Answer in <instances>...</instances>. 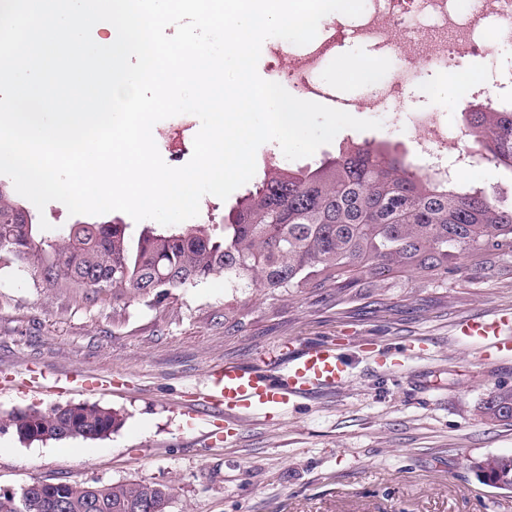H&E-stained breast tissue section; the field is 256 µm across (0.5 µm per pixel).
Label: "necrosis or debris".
<instances>
[{"label":"necrosis or debris","mask_w":512,"mask_h":512,"mask_svg":"<svg viewBox=\"0 0 512 512\" xmlns=\"http://www.w3.org/2000/svg\"><path fill=\"white\" fill-rule=\"evenodd\" d=\"M368 0L360 21L352 28L330 23L324 36L307 46L289 67L276 71L275 82H291L299 92L330 102L332 107L356 110L357 105L335 96L318 77L322 64L337 41L352 38L383 50L395 63L391 77L370 83L368 105L379 116L401 117L412 138L415 154L427 172L447 173L470 167L461 131L448 128L437 112L406 98L405 92L419 83L423 71L452 74L461 86L460 104L468 106L473 87L499 110L512 109V65L500 57L512 51V0H468V11L459 14L453 0ZM484 67L478 83H471L466 67L472 60Z\"/></svg>","instance_id":"4bbe7bcc"}]
</instances>
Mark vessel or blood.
<instances>
[{
  "label": "vessel or blood",
  "instance_id": "vessel-or-blood-1",
  "mask_svg": "<svg viewBox=\"0 0 512 512\" xmlns=\"http://www.w3.org/2000/svg\"><path fill=\"white\" fill-rule=\"evenodd\" d=\"M457 335L480 344L486 355L512 354V313L465 320ZM353 364L341 344L329 340L297 346L287 361L270 370L227 363L209 375L206 406L228 419L281 417L309 392L344 384Z\"/></svg>",
  "mask_w": 512,
  "mask_h": 512
}]
</instances>
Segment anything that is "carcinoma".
Masks as SVG:
<instances>
[{"mask_svg": "<svg viewBox=\"0 0 512 512\" xmlns=\"http://www.w3.org/2000/svg\"><path fill=\"white\" fill-rule=\"evenodd\" d=\"M472 144L491 166L512 172V111L466 112ZM463 255L484 264L512 256V206L477 188L430 175L372 142H351L320 162L290 167L273 162L248 195L224 214V235L202 224L142 226L74 224L55 243L36 225L8 187L0 184V263L26 264L47 288H79L87 298L112 302L166 296L211 275L239 288L271 293L286 288H334L342 295L369 282L419 272L445 283ZM489 421L512 422V390L499 388L481 406ZM121 424L110 409L80 403L25 409L0 418V431L22 440L97 439ZM479 481L512 489V457L472 463ZM170 483L84 484L57 480L33 489L59 512H133L138 502L169 503Z\"/></svg>", "mask_w": 512, "mask_h": 512, "instance_id": "cac0c4a2", "label": "carcinoma"}]
</instances>
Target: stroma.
Masks as SVG:
<instances>
[{
    "label": "stroma",
    "mask_w": 512,
    "mask_h": 512,
    "mask_svg": "<svg viewBox=\"0 0 512 512\" xmlns=\"http://www.w3.org/2000/svg\"><path fill=\"white\" fill-rule=\"evenodd\" d=\"M347 43L320 77L337 96L361 100L357 63L378 59ZM411 99L459 126V88L425 73ZM385 142L413 159L407 133L339 132V144ZM512 204V174L487 163L461 172ZM440 285L406 273L337 301L332 288L275 293L236 288L217 274L159 304L93 303L43 287L30 269L0 266V416L26 408L85 403L120 414L106 437L24 443L0 433V488L34 481L169 482L168 512H512V491L481 484L471 469L486 456H512V424L484 421L479 407L512 389V355L486 358L461 342L462 320L512 312V258L480 268L472 258ZM234 310L236 320L224 318ZM323 339L365 351L424 342V358L399 369L365 356L345 385L300 399L285 417L234 425L203 405L209 370L285 356L292 343ZM96 378L60 389L63 377Z\"/></svg>",
    "instance_id": "obj_1"
}]
</instances>
